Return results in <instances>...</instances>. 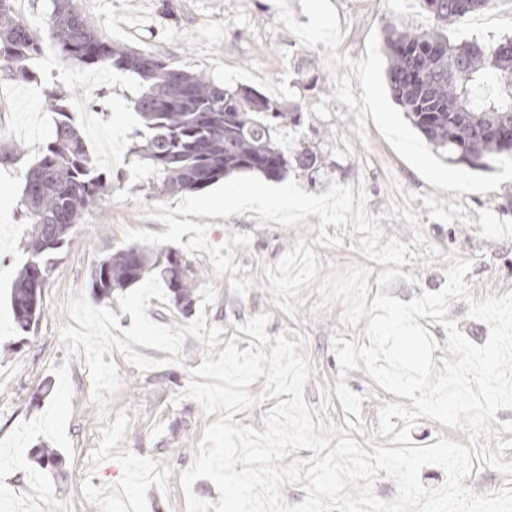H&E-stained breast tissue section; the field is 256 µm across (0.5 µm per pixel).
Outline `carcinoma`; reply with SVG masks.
<instances>
[{
    "label": "carcinoma",
    "instance_id": "cac0c4a2",
    "mask_svg": "<svg viewBox=\"0 0 512 512\" xmlns=\"http://www.w3.org/2000/svg\"><path fill=\"white\" fill-rule=\"evenodd\" d=\"M11 0H0V67L30 81V62L41 54L37 29L18 17ZM438 24L425 30L389 26L385 39L387 82L395 100L446 161L474 168L512 156V55L501 43L454 42L448 23L490 9L493 0H423ZM46 25L63 59L83 66L110 65L135 75L134 100L142 142L131 153L150 166L152 189L160 194L201 190L221 178L258 173L282 178L289 161L276 130L301 120L298 107H285L252 88L231 89L149 51H129L98 31L78 0H52ZM67 94L51 91L47 103L59 116L51 140L24 177L22 215L30 224L27 259L14 281L15 327L26 333L41 315L42 293L77 224L111 192L72 124ZM183 314L191 312L194 284L177 250L153 252L132 244L102 260L91 276L99 299H109L153 270Z\"/></svg>",
    "mask_w": 512,
    "mask_h": 512
}]
</instances>
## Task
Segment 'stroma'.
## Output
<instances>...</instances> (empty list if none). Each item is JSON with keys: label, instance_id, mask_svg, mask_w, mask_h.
I'll use <instances>...</instances> for the list:
<instances>
[{"label": "stroma", "instance_id": "35a3bbf8", "mask_svg": "<svg viewBox=\"0 0 512 512\" xmlns=\"http://www.w3.org/2000/svg\"><path fill=\"white\" fill-rule=\"evenodd\" d=\"M93 23L129 49L148 50L189 71H203L221 85H244L285 105L300 107L299 125L279 131L283 149L311 148L317 170L291 168L288 178L309 193L331 183L363 187L367 210L385 237L411 243L422 232L435 257L412 260L387 293L411 301L439 291L453 259L470 261L464 277L470 299H450L448 317L473 343L484 345L488 326L469 317L470 300L512 291V159L500 157L483 170L448 163L427 144L390 93L385 80L384 37L388 23L427 29L434 19L421 0H81ZM50 0H26L18 14L40 28L42 54L34 82L0 73V153L20 146L17 163L0 164V512H186L180 485L207 425L200 404L183 397L190 371L202 362V344L186 336L179 364H166L165 351L137 346L160 361L148 371L128 364L119 351L110 358L122 384L105 407L91 397L84 353L69 354L60 340L71 322L65 305L77 292L91 296V273L124 248L129 229L165 232L153 206H177V195H156L149 170L130 153L140 126L133 108L135 78L112 68H86L63 60L43 21ZM452 40L494 43L512 38V0H496L489 14L467 16L448 28ZM66 92L72 122L87 146L112 144V160L99 170L112 184L106 200L78 224L43 290L40 319L26 333L14 326L9 292L26 260L29 227L24 224L22 188L26 169L51 138L57 115L45 103L52 90ZM410 209L416 224L391 216L390 204ZM208 240L234 246L241 272L216 276L207 253L184 259L197 285L214 284L206 305L208 324L221 328V342L249 347L251 336L237 325L265 313L268 335H303L311 357L304 399L312 419L344 425L346 413L335 393L339 366L334 336L367 344L363 327L343 325L341 304L320 312L316 288L330 269L368 263L349 228L327 226L341 245L317 244L318 216L285 228L261 222L248 211L210 220ZM346 383L364 397L361 447H390L377 433V413L396 395L364 370H351ZM55 449L59 465L40 467L33 453Z\"/></svg>", "mask_w": 512, "mask_h": 512}]
</instances>
